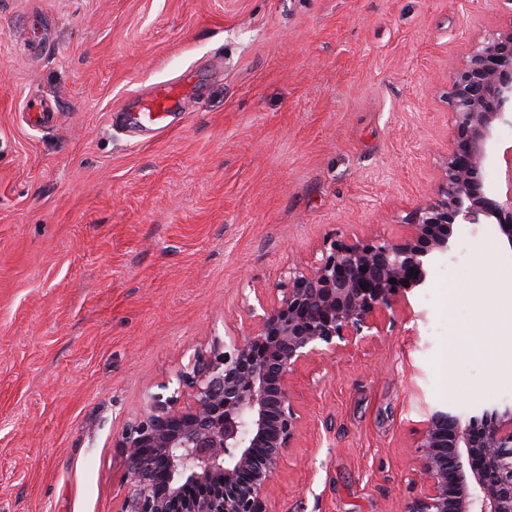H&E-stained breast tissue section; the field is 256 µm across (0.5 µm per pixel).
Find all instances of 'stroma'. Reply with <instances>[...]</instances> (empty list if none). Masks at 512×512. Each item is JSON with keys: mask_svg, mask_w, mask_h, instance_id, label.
I'll use <instances>...</instances> for the list:
<instances>
[{"mask_svg": "<svg viewBox=\"0 0 512 512\" xmlns=\"http://www.w3.org/2000/svg\"><path fill=\"white\" fill-rule=\"evenodd\" d=\"M511 20L512 0H0V512H119L125 425L329 240L402 235L442 177L449 75ZM171 84L167 128L111 120ZM503 266L494 226L456 225L386 335L298 367L273 512H405L427 415L512 407L511 370L448 355L474 326L512 344Z\"/></svg>", "mask_w": 512, "mask_h": 512, "instance_id": "35a3bbf8", "label": "stroma"}]
</instances>
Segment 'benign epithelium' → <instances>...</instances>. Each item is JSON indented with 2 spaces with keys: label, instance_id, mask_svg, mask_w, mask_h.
Here are the masks:
<instances>
[{
  "label": "benign epithelium",
  "instance_id": "obj_1",
  "mask_svg": "<svg viewBox=\"0 0 512 512\" xmlns=\"http://www.w3.org/2000/svg\"><path fill=\"white\" fill-rule=\"evenodd\" d=\"M445 102L453 127L443 177L404 235L330 242L288 271L280 293L256 296L246 335L196 352L190 369L161 383L119 439L118 512H271L284 450L301 433L297 368L383 335L386 312L448 253L454 225L495 224L512 252V171L503 187L484 178L494 124L512 113V20L474 44ZM414 447L426 483L406 512H512V409L467 421L436 410Z\"/></svg>",
  "mask_w": 512,
  "mask_h": 512
}]
</instances>
